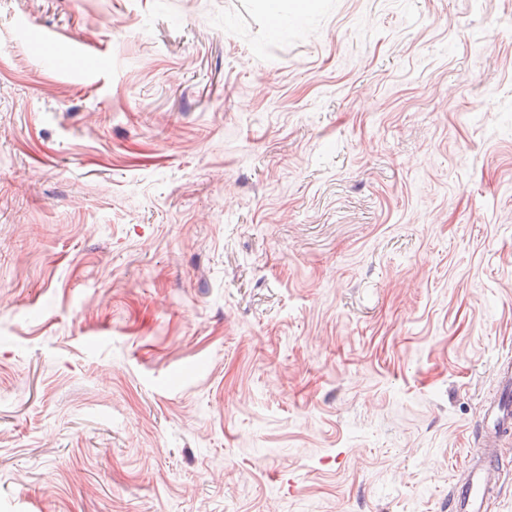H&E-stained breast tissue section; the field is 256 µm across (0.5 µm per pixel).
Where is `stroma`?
<instances>
[{"instance_id":"obj_1","label":"stroma","mask_w":512,"mask_h":512,"mask_svg":"<svg viewBox=\"0 0 512 512\" xmlns=\"http://www.w3.org/2000/svg\"><path fill=\"white\" fill-rule=\"evenodd\" d=\"M511 363L512 0H0V512H450Z\"/></svg>"}]
</instances>
